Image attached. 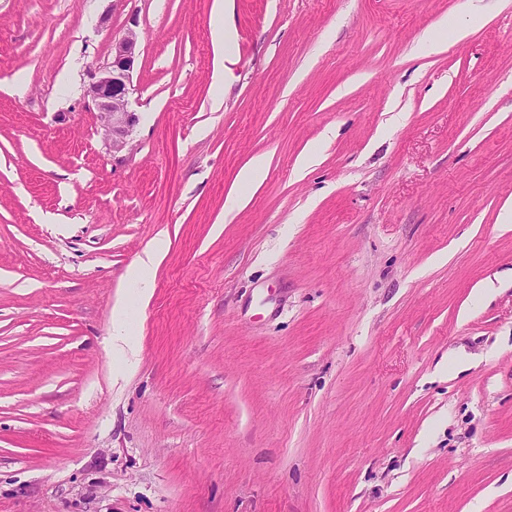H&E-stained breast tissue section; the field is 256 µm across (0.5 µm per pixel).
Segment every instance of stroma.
Listing matches in <instances>:
<instances>
[{
    "mask_svg": "<svg viewBox=\"0 0 512 512\" xmlns=\"http://www.w3.org/2000/svg\"><path fill=\"white\" fill-rule=\"evenodd\" d=\"M223 2L0 0V512H512V0ZM137 42L133 30L114 39L111 59L88 75L87 96L103 118L105 140L115 155L127 147L138 120L136 113L129 109Z\"/></svg>",
    "mask_w": 512,
    "mask_h": 512,
    "instance_id": "1",
    "label": "stroma"
}]
</instances>
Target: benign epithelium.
<instances>
[{
    "label": "benign epithelium",
    "mask_w": 512,
    "mask_h": 512,
    "mask_svg": "<svg viewBox=\"0 0 512 512\" xmlns=\"http://www.w3.org/2000/svg\"><path fill=\"white\" fill-rule=\"evenodd\" d=\"M137 42L133 30L113 40L111 59L89 73L87 96L103 118L105 140L114 155L125 150L137 122L129 109Z\"/></svg>",
    "instance_id": "1"
}]
</instances>
